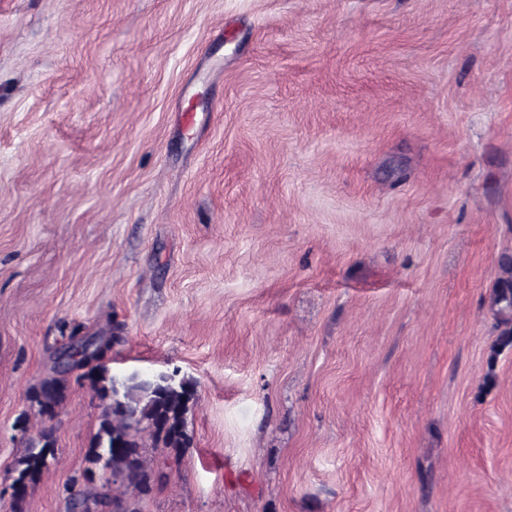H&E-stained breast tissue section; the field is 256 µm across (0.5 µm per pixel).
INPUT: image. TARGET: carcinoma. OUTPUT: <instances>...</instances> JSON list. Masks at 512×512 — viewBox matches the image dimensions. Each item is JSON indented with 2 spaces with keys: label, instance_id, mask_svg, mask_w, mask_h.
I'll return each instance as SVG.
<instances>
[{
  "label": "carcinoma",
  "instance_id": "cac0c4a2",
  "mask_svg": "<svg viewBox=\"0 0 512 512\" xmlns=\"http://www.w3.org/2000/svg\"><path fill=\"white\" fill-rule=\"evenodd\" d=\"M502 276L491 295V307L499 324L505 326L502 344L512 343V257L500 262ZM96 348L87 353L82 344L68 348L71 362H57L52 374L31 386L27 392L29 409L39 415L46 427L33 446L18 460L12 486L22 503L28 490L55 460L53 425L56 410L66 403L70 384L68 375L80 372V378L103 405L99 428L87 451L89 467L71 480L67 488L71 512H141L140 503L150 496L157 477L147 460L144 436L157 447L179 450L191 445L187 413L196 397V382L178 377V372L150 375L133 373L121 378L112 375L107 364L114 345L122 337L96 336ZM109 469L112 479L94 481L95 470ZM84 487L76 488L78 483Z\"/></svg>",
  "mask_w": 512,
  "mask_h": 512
}]
</instances>
